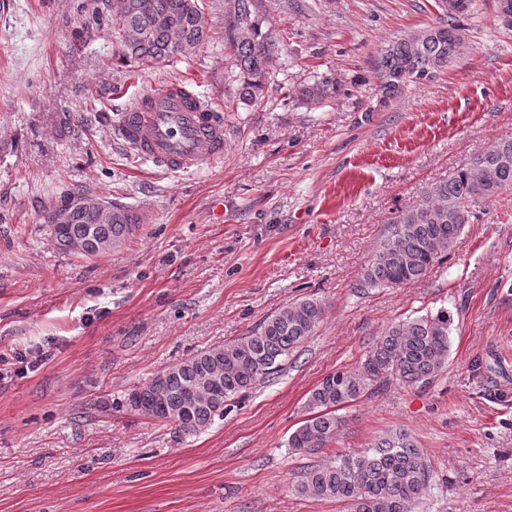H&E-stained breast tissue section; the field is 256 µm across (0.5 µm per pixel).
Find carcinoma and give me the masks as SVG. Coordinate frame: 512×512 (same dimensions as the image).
Segmentation results:
<instances>
[{"label":"carcinoma","instance_id":"1","mask_svg":"<svg viewBox=\"0 0 512 512\" xmlns=\"http://www.w3.org/2000/svg\"><path fill=\"white\" fill-rule=\"evenodd\" d=\"M459 19L444 11L437 23L391 41L376 63L381 102L397 96L410 82L432 80L458 58L464 46ZM116 22L118 55L129 62L190 57L208 37L198 0H123ZM264 22L254 0H224V44L239 70L238 97L245 104L261 100L267 65L279 52L280 39L272 27H263ZM335 93L336 84L327 75L298 90L299 97L310 103ZM509 189L512 139L493 143L397 215L364 273V284L394 288L419 280L450 255L474 217L473 208ZM74 196L84 198L87 206L73 213L67 224H49ZM99 200L71 191L45 214L44 223L58 249L68 252L71 240L82 238L87 255L98 256L133 235L141 223L139 214L114 204L110 219L103 222ZM325 309L317 299L291 302L248 334L169 365L128 392L125 405L149 420L173 424L185 433L199 432L244 393L280 373L286 358L313 336ZM449 326L445 309L391 324L370 347L359 371L333 372L315 386L307 400V418L289 436L288 447L305 452L327 447L343 424L337 411L391 378L407 388L432 384L448 365ZM433 473L431 461L411 434L396 429L379 436L362 454H339L329 464L305 470L297 491L314 500L341 502L348 512H411L426 494Z\"/></svg>","mask_w":512,"mask_h":512}]
</instances>
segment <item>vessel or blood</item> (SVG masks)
<instances>
[{
  "label": "vessel or blood",
  "mask_w": 512,
  "mask_h": 512,
  "mask_svg": "<svg viewBox=\"0 0 512 512\" xmlns=\"http://www.w3.org/2000/svg\"><path fill=\"white\" fill-rule=\"evenodd\" d=\"M121 137L141 159L169 172L224 158V115L195 88L172 82L139 96L122 113Z\"/></svg>",
  "instance_id": "1"
}]
</instances>
